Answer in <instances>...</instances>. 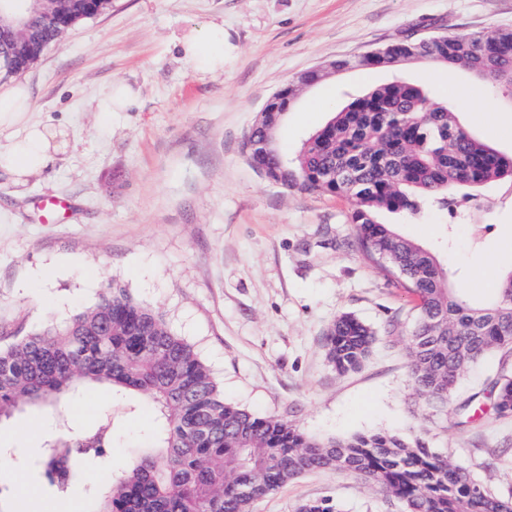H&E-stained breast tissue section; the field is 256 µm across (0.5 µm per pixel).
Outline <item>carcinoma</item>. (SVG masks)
<instances>
[{
  "mask_svg": "<svg viewBox=\"0 0 512 512\" xmlns=\"http://www.w3.org/2000/svg\"><path fill=\"white\" fill-rule=\"evenodd\" d=\"M409 42L385 56L364 54L336 68L391 66ZM418 58L459 68L492 88L512 91V30L465 37L436 35ZM267 178L346 198L358 248L419 305L407 360L415 392L445 402L465 369L489 353L512 350V272L490 299L472 305L454 294L436 257L378 220L387 210L417 216L448 206L463 188L512 183V155L471 134L456 113L403 79L352 99L282 166L265 157ZM376 331L342 315L325 337L337 372L360 369ZM144 394L162 425L97 489L85 512H249L253 500L314 469L344 471L378 486L402 512H512V499L490 493L420 440L389 434L316 438L275 416L259 417L224 401L210 368L159 312L112 283L99 300L60 325L0 346V420L22 407L55 408L86 390ZM495 408L512 415V377L492 386ZM112 452V419L89 431L65 430L33 462L65 493L87 464ZM299 512H339L328 499Z\"/></svg>",
  "mask_w": 512,
  "mask_h": 512,
  "instance_id": "obj_1",
  "label": "carcinoma"
}]
</instances>
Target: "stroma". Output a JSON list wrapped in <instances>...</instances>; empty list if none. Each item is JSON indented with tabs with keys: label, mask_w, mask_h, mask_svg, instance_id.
Returning a JSON list of instances; mask_svg holds the SVG:
<instances>
[{
	"label": "stroma",
	"mask_w": 512,
	"mask_h": 512,
	"mask_svg": "<svg viewBox=\"0 0 512 512\" xmlns=\"http://www.w3.org/2000/svg\"><path fill=\"white\" fill-rule=\"evenodd\" d=\"M213 20L223 21L229 50L223 72L201 74L177 42ZM497 28L512 29V0H108L21 76L31 122L61 130L65 145L25 185L0 172V344L63 323L115 281L193 344L226 402L321 438H419L512 497V415H498L490 393L512 373V352L471 365L445 405L420 398L407 365L416 300L354 245L349 201L269 181L245 148L267 99L306 71L396 41ZM398 75L512 154V93L426 62L341 70L307 87L277 128L279 151L295 153L349 99ZM117 81L137 98L109 122L99 103ZM381 218L430 250L470 302L493 294L476 287L479 274L499 279L512 269L510 183L456 195L448 209L421 217ZM341 313L377 332L367 361L347 374L325 350ZM475 395L480 407L462 419L461 405ZM107 413L116 462L158 426L147 399L107 391L77 397L64 423L86 431ZM58 425L53 414L21 409L0 421V453L40 452ZM94 475L87 470L61 494L16 463L0 466V512H18L23 486L50 512H84ZM322 498L340 512L388 508L370 483L323 469L251 512H297Z\"/></svg>",
	"instance_id": "1"
}]
</instances>
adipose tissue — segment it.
Returning <instances> with one entry per match:
<instances>
[{
	"label": "adipose tissue",
	"mask_w": 512,
	"mask_h": 512,
	"mask_svg": "<svg viewBox=\"0 0 512 512\" xmlns=\"http://www.w3.org/2000/svg\"><path fill=\"white\" fill-rule=\"evenodd\" d=\"M180 48L199 71H223V22H209L201 34L183 38ZM31 103V91L27 85L12 83L0 87V132L9 134L6 143H0V170L20 185L28 176L42 169L59 147L56 131L30 122Z\"/></svg>",
	"instance_id": "1"
}]
</instances>
